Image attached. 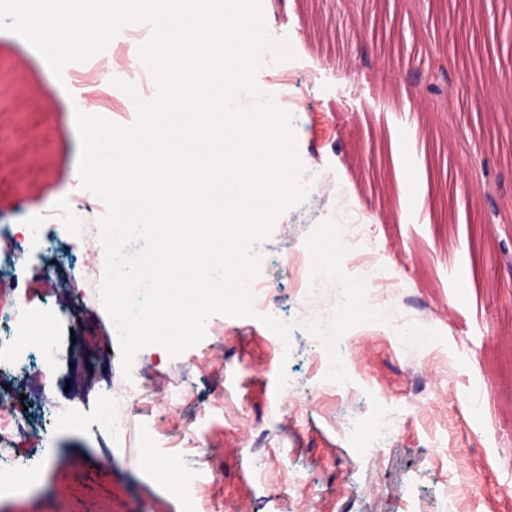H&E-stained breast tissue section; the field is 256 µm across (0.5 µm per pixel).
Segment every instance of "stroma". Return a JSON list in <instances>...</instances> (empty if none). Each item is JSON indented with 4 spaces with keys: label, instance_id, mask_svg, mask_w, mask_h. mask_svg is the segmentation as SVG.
I'll use <instances>...</instances> for the list:
<instances>
[{
    "label": "stroma",
    "instance_id": "1",
    "mask_svg": "<svg viewBox=\"0 0 512 512\" xmlns=\"http://www.w3.org/2000/svg\"><path fill=\"white\" fill-rule=\"evenodd\" d=\"M270 33L289 37L296 60L265 61L278 104L293 116L307 200L276 221L265 256L261 313L292 323L291 352L253 318L211 316L206 337L177 358L150 345L136 356L140 397L111 447L98 446L103 405L122 383L119 346L100 298L77 304V328L60 323L59 365L68 386L49 397L83 425L49 431L41 480L0 512H182L174 476L157 464L193 465L200 502L223 512H512V285L495 255L503 217L473 190L488 164L494 191L512 198V45L497 43L512 0H265ZM468 76L447 103L422 109L416 73L431 50ZM68 64L62 77L25 40L0 31V217L98 199L78 175L75 109L119 124L135 115L112 78L137 83L139 67ZM499 74L504 104L490 112L471 86ZM424 171L422 203L401 212L393 149ZM370 267L339 254L318 265L327 228L345 210ZM60 278L101 282L104 259L58 245ZM383 282L367 313L368 270ZM344 299L351 388L325 379L317 338ZM427 313V344L408 353L400 320ZM289 382L277 389L279 370ZM196 439L198 449L187 447ZM465 464H458V453ZM306 492H293L295 484Z\"/></svg>",
    "mask_w": 512,
    "mask_h": 512
}]
</instances>
